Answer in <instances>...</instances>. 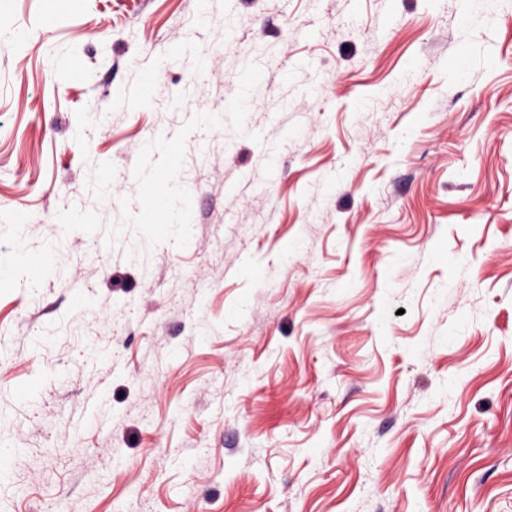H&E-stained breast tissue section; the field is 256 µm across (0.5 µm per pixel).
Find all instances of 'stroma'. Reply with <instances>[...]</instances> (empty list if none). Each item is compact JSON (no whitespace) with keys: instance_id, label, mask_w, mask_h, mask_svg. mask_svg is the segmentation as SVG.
<instances>
[{"instance_id":"obj_1","label":"stroma","mask_w":512,"mask_h":512,"mask_svg":"<svg viewBox=\"0 0 512 512\" xmlns=\"http://www.w3.org/2000/svg\"><path fill=\"white\" fill-rule=\"evenodd\" d=\"M0 443V512H512V0L1 5Z\"/></svg>"}]
</instances>
